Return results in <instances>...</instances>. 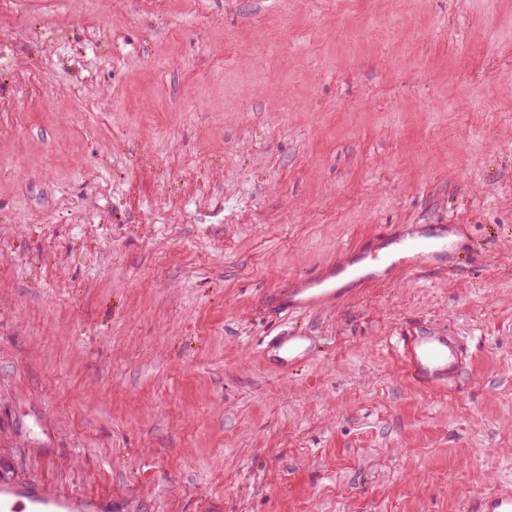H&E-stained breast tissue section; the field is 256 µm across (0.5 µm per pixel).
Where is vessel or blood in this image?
I'll use <instances>...</instances> for the list:
<instances>
[{
	"mask_svg": "<svg viewBox=\"0 0 512 512\" xmlns=\"http://www.w3.org/2000/svg\"><path fill=\"white\" fill-rule=\"evenodd\" d=\"M388 252H411L413 269L434 267L437 258L455 256L458 244L440 233L406 235L395 231L380 233ZM357 268L337 264L326 271L302 278L299 287L279 291L272 300L274 308L285 314L316 310L344 300L346 293L337 288V277L357 275ZM401 353L412 378L431 388L456 386L469 362L468 346L453 331L419 330L400 337ZM313 339L298 330H285L266 337L264 360L272 368L296 367L312 353ZM99 497L76 492H57L40 481L0 485V512H96ZM469 512H512V490L491 488L472 495Z\"/></svg>",
	"mask_w": 512,
	"mask_h": 512,
	"instance_id": "vessel-or-blood-1",
	"label": "vessel or blood"
}]
</instances>
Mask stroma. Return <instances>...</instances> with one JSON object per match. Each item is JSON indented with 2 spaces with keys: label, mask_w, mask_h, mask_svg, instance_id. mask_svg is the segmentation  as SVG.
Masks as SVG:
<instances>
[{
  "label": "stroma",
  "mask_w": 512,
  "mask_h": 512,
  "mask_svg": "<svg viewBox=\"0 0 512 512\" xmlns=\"http://www.w3.org/2000/svg\"><path fill=\"white\" fill-rule=\"evenodd\" d=\"M335 307L270 296L381 230ZM418 325L469 343L411 379ZM317 336L282 373L281 329ZM108 512H464L512 488V0H0V482ZM383 247L388 250L384 254H376L375 250L363 253L359 263L370 256L373 263L386 260L390 253L413 252L415 262L408 265L409 269L422 270L436 266L437 258L448 254L450 263L458 252V242L448 237V233H431L425 235H405L395 231H383L379 235ZM331 265L324 272H318L302 278L299 288H290L279 291L272 298L273 307L280 313L294 314L302 311L316 310L326 306L335 305L344 300L348 293L342 288H336V276L352 277L359 273L358 268L351 267L356 264ZM399 343L408 373L431 388L457 386L469 362L464 337L449 329L414 331L401 336Z\"/></svg>",
  "instance_id": "35a3bbf8"
}]
</instances>
